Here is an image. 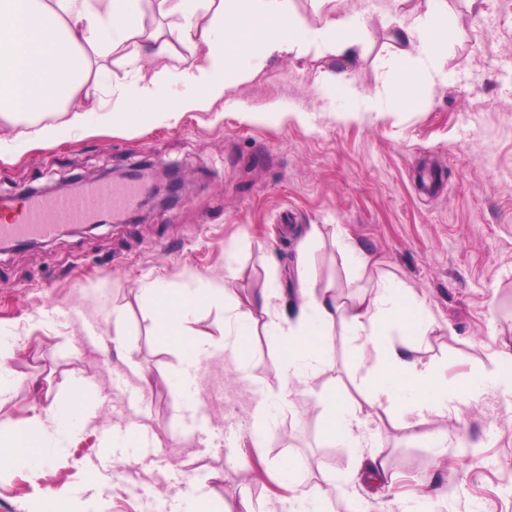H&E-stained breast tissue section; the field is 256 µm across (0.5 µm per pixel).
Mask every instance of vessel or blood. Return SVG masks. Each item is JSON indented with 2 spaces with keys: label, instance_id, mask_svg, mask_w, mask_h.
<instances>
[{
  "label": "vessel or blood",
  "instance_id": "obj_1",
  "mask_svg": "<svg viewBox=\"0 0 512 512\" xmlns=\"http://www.w3.org/2000/svg\"><path fill=\"white\" fill-rule=\"evenodd\" d=\"M145 186L136 180L118 183H92L80 193L47 198L31 195L25 198L20 210L11 203L0 209L13 211L12 220L0 222V244L14 245L52 237L61 226L92 223L105 211L122 212L133 207L144 194Z\"/></svg>",
  "mask_w": 512,
  "mask_h": 512
}]
</instances>
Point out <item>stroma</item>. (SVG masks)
<instances>
[{
    "mask_svg": "<svg viewBox=\"0 0 512 512\" xmlns=\"http://www.w3.org/2000/svg\"><path fill=\"white\" fill-rule=\"evenodd\" d=\"M429 7L336 0L337 11L363 15L373 36L350 68L353 86L388 88L365 117L346 113L344 96H318L330 61L311 52L270 60L173 127H100L59 145L0 150V201L145 159L178 165L187 183L178 202L141 223L0 252V339L20 379L0 395V421L41 412L48 389L63 400L85 383L91 402L43 467L0 472V512H35L50 490L64 495V512H198L196 492L214 512H243L245 497L253 512H289L294 487L281 475L289 459L304 485L331 484L335 512L375 502L358 449L320 436L324 394L349 383L357 358L342 332L331 365L293 385L290 411L276 414L255 448L254 410L263 392L285 385L278 340H247L243 370L221 352L205 359L192 382L199 415L183 419L173 393L182 357L158 336L142 292L157 280L220 281L229 267L240 296L290 292L304 224L323 231L310 256L319 285L354 292L382 275L401 280L452 328L421 346L449 383L492 369L494 352L512 344V0H448V18L463 30L448 49V78L409 107L399 88L406 67L388 34L394 19ZM340 235L372 256L367 270L345 269ZM116 311L126 320L118 346ZM123 424L148 432L155 455L107 452L108 431ZM363 430L394 473L401 506L426 493V512H512V396L488 389L417 437L376 418ZM257 458L266 480L250 475Z\"/></svg>",
    "mask_w": 512,
    "mask_h": 512,
    "instance_id": "35a3bbf8",
    "label": "stroma"
}]
</instances>
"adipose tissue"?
<instances>
[{
	"instance_id": "adipose-tissue-1",
	"label": "adipose tissue",
	"mask_w": 512,
	"mask_h": 512,
	"mask_svg": "<svg viewBox=\"0 0 512 512\" xmlns=\"http://www.w3.org/2000/svg\"><path fill=\"white\" fill-rule=\"evenodd\" d=\"M145 0H0V122L16 127L17 148L31 139L62 143L86 131L88 102L101 89L105 72L100 61L120 54L124 63H139L145 51L160 58L161 66L118 91L133 111L107 110L99 120L105 127H132L146 121L177 124L183 113L205 111L234 86L252 79L275 57L335 55L340 59L319 87L322 97L347 92L351 114L369 112L383 89L362 95L350 90L347 56L366 46L372 34L356 13L328 12L319 26H310L293 0H159V8L175 20L168 33L145 43ZM205 25H198L199 17ZM461 28L448 20L446 0H431L426 17L400 23L393 41L403 44L413 73L405 96L414 104L419 96L446 78L444 56L459 40ZM249 61L247 68L232 65L231 55ZM184 84L186 96L163 98L165 89ZM36 121L35 133L20 130L21 121ZM318 225L304 230L297 248V286L294 313L279 311L282 293L261 289L240 303L233 296L232 275L204 288L151 283L143 289L155 304L159 336L180 351L187 370L221 347L240 355L246 340L264 331L288 347L283 368L288 380L303 381L327 364L334 330H341L363 357L354 378L362 401L331 389L325 399L322 438L326 443L364 448L361 430L369 413L399 420L403 428L424 427L446 419L458 405L476 400L490 386L512 394V350L497 355V364L479 381L457 385L444 380L438 366L411 356V339L426 336L435 318L411 289L391 278L380 280L368 293H340L320 287L308 273L307 243L320 239ZM221 304L229 312L231 330L215 341L202 324L200 301ZM83 390H76L68 406L50 402L42 414L0 424V471L42 465L55 442L67 437Z\"/></svg>"
}]
</instances>
